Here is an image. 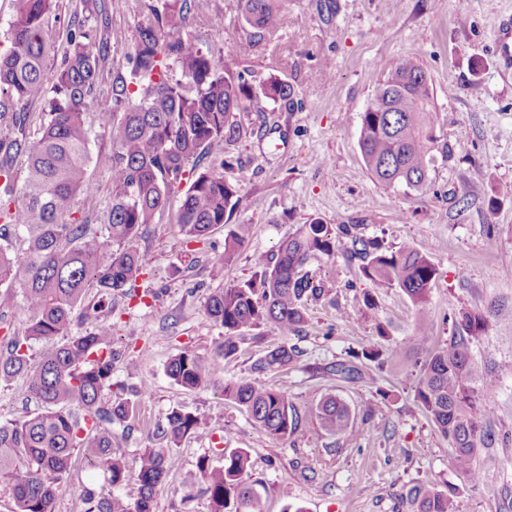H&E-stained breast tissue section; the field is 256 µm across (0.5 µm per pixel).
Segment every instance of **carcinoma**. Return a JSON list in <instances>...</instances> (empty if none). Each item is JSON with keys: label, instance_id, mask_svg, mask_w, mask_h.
Instances as JSON below:
<instances>
[{"label": "carcinoma", "instance_id": "obj_1", "mask_svg": "<svg viewBox=\"0 0 512 512\" xmlns=\"http://www.w3.org/2000/svg\"><path fill=\"white\" fill-rule=\"evenodd\" d=\"M283 0H241L246 24L259 32L276 30ZM203 0H143L133 51L131 75L112 81V110L92 112L93 93L102 81L112 28L103 0H83L88 12L70 20L65 45L49 26L58 0H14L8 22L9 50L0 52V239L11 234L25 243L22 252L0 246V284L18 288L25 310L24 334L0 340V381L24 380L37 409L0 423V481L8 488L12 512H56L61 487L80 450L103 484L85 486L83 512H154V500L171 468V449L203 428L202 417L173 408L160 426L164 448H146L134 461L114 448L112 425L138 417V404L112 393V306L86 301L94 286L103 296L129 295L149 265L138 248L143 227L155 223L169 197L194 172L184 193L176 224L190 241H202L225 225L239 203V182L224 177V146L241 135L236 113L256 93L288 102L293 88L275 76L255 87L224 61L221 49L204 46L190 31L191 17ZM432 86L419 62L398 58L361 115L360 150L372 177L387 187L418 191L436 162L438 147L430 121ZM42 105L40 136L27 137L28 105ZM112 144L92 156V124ZM214 163L203 171V156ZM26 158L27 180L15 196L14 159ZM95 166L111 183V203L102 212L104 234L75 214L95 198L101 186L87 175ZM338 239L326 224H302L283 238L273 257H254L255 277L211 293L206 313L224 327V342L209 358L192 352L175 355L169 378L186 390L207 387L221 378L224 360L236 354L249 329L270 324L281 333L306 322L307 301L319 295L304 272L318 253L350 252L359 243L350 226L337 225ZM250 236L247 224H233L224 253L213 260L216 274L232 263ZM361 272L373 288H398L414 303L426 302L437 270L413 246L397 251L364 243L355 251ZM91 322L88 332L72 333L75 318ZM487 327L481 313L461 311L453 320L445 346L435 347L422 330L413 338L424 350L414 398L448 441L455 469L474 483L493 474L477 467L481 448L496 442L495 423L481 398L497 387L496 368L476 355ZM46 348L34 357V346ZM379 361L365 347L352 359L334 365L330 374L353 378L356 361ZM297 361L283 343L255 364L258 372L285 368ZM224 400L243 409L269 435L286 439L302 417L283 388L259 379L224 384ZM317 419L330 435L353 436L348 406L334 395L323 398ZM248 451L234 448L224 467L208 459L197 468L207 483L209 512H262L260 494L246 479ZM135 487L125 491L130 473ZM418 512H458L456 490L414 487Z\"/></svg>", "mask_w": 512, "mask_h": 512}]
</instances>
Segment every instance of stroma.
I'll return each mask as SVG.
<instances>
[{
  "instance_id": "stroma-1",
  "label": "stroma",
  "mask_w": 512,
  "mask_h": 512,
  "mask_svg": "<svg viewBox=\"0 0 512 512\" xmlns=\"http://www.w3.org/2000/svg\"><path fill=\"white\" fill-rule=\"evenodd\" d=\"M108 4L109 69L125 75L142 2ZM511 13L512 0H285L279 28L257 35L239 0H210L194 17L193 28L223 49L233 70L253 84L276 76L294 95L287 105L254 98L236 116L243 135L224 154V175L241 188L229 221L250 225L251 236L223 275L213 274L211 261L224 251L226 227L186 243L175 193L138 240L150 258L153 296L142 303L112 296V381L149 389L132 427H112L121 450L131 459L162 446L156 427L172 408L204 419L200 433L173 448L155 512H208L197 463L204 457L220 468L227 448L248 450L263 512H416L410 491L419 484L455 488L459 512H512V323L489 322L477 351L500 366L498 386L483 395L500 435L479 451V464L497 475L484 484L457 472L447 440L415 402L422 353L413 343L422 328L433 344L445 343L459 310L512 305V71L502 70L497 53L498 18ZM248 37L249 55H234V41ZM402 56L415 57L430 78L435 133L450 149L419 192L375 182L359 148L374 87ZM463 182L470 196L459 202L452 191ZM314 221L352 224L358 238L383 249L410 245L427 254L437 269L427 302L371 288L359 260L318 254L305 268L322 293L309 302L303 328L286 338L265 325L247 331L219 381L194 391L176 385L166 372L173 356H209L224 340L205 311L208 296L250 279L254 255H273L282 238ZM282 343L299 350L298 361L255 373L254 364ZM366 345L378 350L379 364L364 365L352 381L331 375ZM255 377L287 389L301 430L273 438L225 402L226 382ZM328 394L349 406L354 438L321 430L316 406Z\"/></svg>"
}]
</instances>
